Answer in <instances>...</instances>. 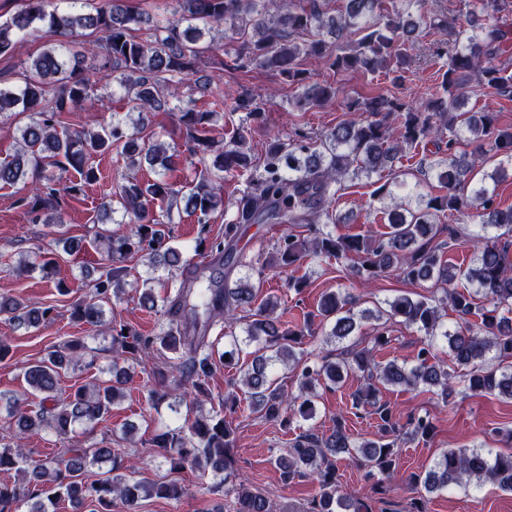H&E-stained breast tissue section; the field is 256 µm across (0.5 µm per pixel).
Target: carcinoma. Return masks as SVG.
<instances>
[{
    "label": "carcinoma",
    "instance_id": "cac0c4a2",
    "mask_svg": "<svg viewBox=\"0 0 512 512\" xmlns=\"http://www.w3.org/2000/svg\"><path fill=\"white\" fill-rule=\"evenodd\" d=\"M26 0L23 10L0 21V55L11 53L16 37L33 24L47 25L63 38L31 58L24 69V85L15 91L0 87V113L26 112L29 122L21 130L17 150L0 162V184L31 181V200L22 202L34 222L49 226L61 223L58 195L75 197L87 185L98 182L96 159L117 149L129 171L144 168L155 173L152 179L124 176L103 193L99 205L109 220L121 214L126 233L97 232L109 260L141 255L148 277L142 280L140 304L153 310L163 303L166 323L153 336L135 328L104 321L105 306L122 291L121 268L105 266L90 281V294L72 303L74 321L112 332V378L83 385L63 395L62 375L83 363L89 350L76 338L26 368L25 390L40 403L23 404L13 395L0 394L13 419V442L0 446V472L15 470L25 474L17 484L0 480V512H18V505L34 499L31 512H54L56 504H93L92 512H112L121 504L123 512H137L146 497L178 500L184 494L175 479L145 481L134 478L135 463L120 448L97 443L83 448H64L58 456L34 460L23 447L28 433L54 432L71 439L82 424L106 420L124 397L130 367L158 352L160 363L153 369L158 388L151 391L155 406L168 402L178 412L185 401L201 405L210 398L206 381L222 368L240 375L230 386L247 388V411L290 429L298 420L316 414L317 387L338 388L347 375L361 380L352 394V407L371 408L380 422L377 440L356 438L339 413L327 431L310 426L289 442L286 454L276 458L282 483L302 477L316 483L317 492L305 512H369L340 482L336 461L342 458L367 469L368 476H389L394 471L401 447L427 440L433 431L429 413L401 422L396 410L379 401L380 388L402 387L430 392L448 405L461 384L476 394H496L512 400V207L499 208L496 187L506 169L512 168V133L498 129L489 112H461V100L473 88L485 86L512 98V74L500 61L501 45L508 32L486 25L481 18L501 12L507 0H469L466 25L450 26L422 11L423 0H341L332 10L329 0H167L165 17L129 12L120 0L90 12L86 0ZM228 26L232 38L240 41L235 65L252 64L279 76L301 89L292 102L298 111L322 107L341 93L328 82H312L302 67L305 57L325 60L335 73L366 72L397 74L404 78L410 65L406 44L414 43L423 30L441 29L448 38L428 47L429 56L447 61L440 91L426 101L382 94L367 101H346V118L313 140L308 137L267 136L262 169H257L248 146V123L263 122L261 106L252 97L229 98L218 85L202 88L213 104L224 111H199L189 104L174 113L185 133V151L159 140L140 137V124L149 112L168 105L177 95L170 78L181 80L197 72L204 48L201 40L209 30ZM145 29L143 38L135 31ZM85 31L100 34L112 82L122 86L136 103L138 118L133 133L119 123L108 122L93 131L71 132L61 126L60 114L86 103L100 101L97 83L85 68L80 54L67 55L69 39ZM246 112L236 131L227 139L214 136L215 125L224 113ZM437 143L435 156L426 160L425 174L435 178L443 192L432 194L415 184L401 202L395 190L405 186L394 176L395 163L408 149L423 142ZM486 148L475 155L469 145ZM196 158L208 164L206 175L185 187L167 173ZM493 164L487 171L484 165ZM392 174L377 187L374 196L391 203L383 207L388 231L375 238L341 234L343 223L334 210L347 183L362 176ZM244 184L235 202L233 218L224 233L214 237L204 228L211 213L224 206V176ZM184 204L188 215L203 225L198 246L214 260L233 261L249 268L244 256H233V245L247 224L276 218L289 211V220L303 233H288L278 241L275 266L288 268L310 259L354 262L356 276L368 284L395 271L411 282L432 281L442 293L429 299L407 295L396 297L374 309L354 311L349 294L331 291L320 300L317 312L295 323L277 312L280 301L271 298L256 303L262 274L247 271L230 282L210 281L195 291L186 281L171 283L159 298L154 293L155 273L178 268L190 269L182 249L168 228L173 208ZM475 213L479 230L468 234L474 260L464 268L443 260L445 214ZM201 302H190L194 293ZM456 312L453 326L445 321L442 305ZM0 316L14 326L38 328L52 320V308L24 306L16 298L0 295ZM400 320L424 335L412 361L376 360L375 350L390 343L389 323ZM377 322L373 347H359L362 322ZM224 327V350L215 349L209 332ZM318 336L330 342L354 339L339 358L313 357L305 351L306 341ZM448 345L451 361L437 354L438 343ZM252 360L242 358L244 349ZM295 373L297 390L291 391L275 377L278 367ZM53 407L46 406L47 401ZM236 396H224V408L199 414L184 425L161 424L150 439L153 453L163 458L172 472L190 466L200 476L214 473L220 480L206 486L207 492L233 497V512H272L265 495L254 492L235 468L232 454L233 429L225 412L239 410ZM109 464L102 476L89 483L88 468ZM413 488L425 494L411 502L410 512H424L426 495L450 486L480 488L492 483L512 491V452L494 453L477 448L444 451L429 469L410 476Z\"/></svg>",
    "mask_w": 512,
    "mask_h": 512
}]
</instances>
